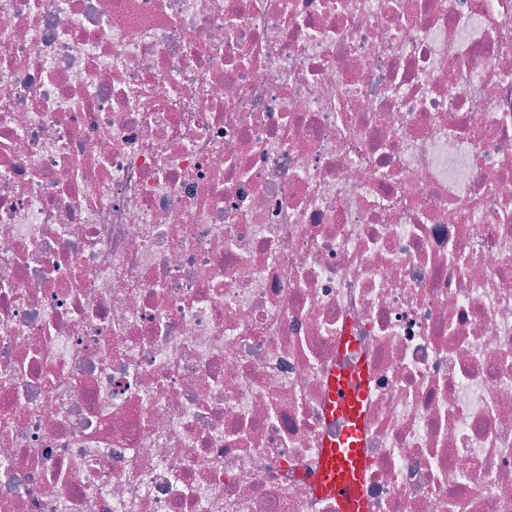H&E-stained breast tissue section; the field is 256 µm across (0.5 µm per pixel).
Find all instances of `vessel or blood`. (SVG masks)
I'll return each instance as SVG.
<instances>
[{
  "label": "vessel or blood",
  "mask_w": 512,
  "mask_h": 512,
  "mask_svg": "<svg viewBox=\"0 0 512 512\" xmlns=\"http://www.w3.org/2000/svg\"><path fill=\"white\" fill-rule=\"evenodd\" d=\"M327 388L332 415L344 418L346 424L327 442L313 479L322 492L336 499L340 512H365L361 494L365 470L361 448L364 381L337 370L328 376Z\"/></svg>",
  "instance_id": "1"
}]
</instances>
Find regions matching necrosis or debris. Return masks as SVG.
Returning <instances> with one entry per match:
<instances>
[{"instance_id":"necrosis-or-debris-1","label":"necrosis or debris","mask_w":512,"mask_h":512,"mask_svg":"<svg viewBox=\"0 0 512 512\" xmlns=\"http://www.w3.org/2000/svg\"><path fill=\"white\" fill-rule=\"evenodd\" d=\"M512 512V0H0V512ZM361 378L355 379L345 370H334L327 378L331 415L344 418L346 424L326 443L313 480L322 492L336 499L340 512L365 511L361 494L365 470L361 424L366 393L362 373Z\"/></svg>"}]
</instances>
